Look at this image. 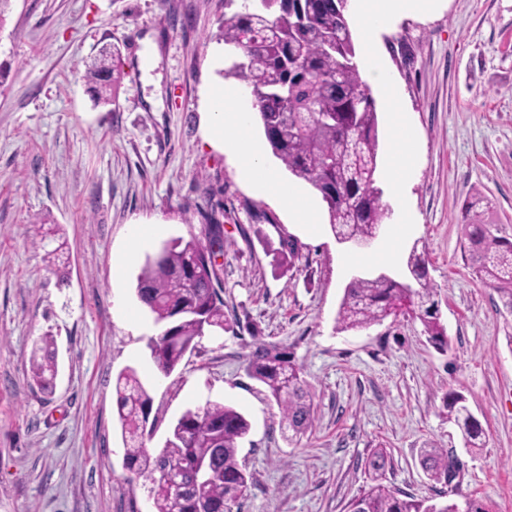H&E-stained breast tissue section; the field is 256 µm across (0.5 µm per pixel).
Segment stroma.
Segmentation results:
<instances>
[{"label":"stroma","mask_w":512,"mask_h":512,"mask_svg":"<svg viewBox=\"0 0 512 512\" xmlns=\"http://www.w3.org/2000/svg\"><path fill=\"white\" fill-rule=\"evenodd\" d=\"M223 21L224 0H13L0 26V512H145L115 415V380L128 367L153 398L147 448L205 401L246 415L239 457L252 482L239 512H348L379 445L391 457L385 485L512 512V315L465 263L461 226L465 198L479 193L512 239V0H441L382 37L418 130L406 187L416 222L399 253L427 250L443 352L416 320L338 331L346 285L403 278L402 264H348L356 250L329 225L293 223L205 140L201 100L222 76L211 54ZM106 45L121 52L110 106L95 102L84 67ZM146 47L155 61L144 72ZM209 215L224 226V311L239 329L206 334L162 377L147 348L156 325L135 296L144 260L119 256L134 220L163 224V244L200 235ZM285 237L299 247L291 263ZM47 336L58 364L50 394L30 371ZM262 342L288 352L314 397V427L299 443L286 441L277 405L245 371ZM453 391L485 428V448L467 452L449 422ZM431 443L462 463L456 494L420 465Z\"/></svg>","instance_id":"stroma-1"}]
</instances>
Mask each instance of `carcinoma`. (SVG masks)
I'll use <instances>...</instances> for the list:
<instances>
[{
	"label": "carcinoma",
	"instance_id": "carcinoma-1",
	"mask_svg": "<svg viewBox=\"0 0 512 512\" xmlns=\"http://www.w3.org/2000/svg\"><path fill=\"white\" fill-rule=\"evenodd\" d=\"M244 9L224 14V44L239 51L224 77L250 89L251 109L272 155L295 178L320 196L336 237L369 241L378 237L391 210L377 184L379 123L376 101L358 64L348 10L349 0H242ZM112 48L85 64V77L97 103H116L121 72ZM475 195L462 205L463 252L477 277L489 281L512 313V240L497 236ZM224 246V225L208 218L202 236L175 239L146 257L137 276L136 296L162 331L147 347L157 371L170 375L210 331H229L219 275L212 257ZM426 248L413 247L404 266L408 280L355 278L345 288L337 313L340 331L360 330L389 317L421 322L428 341L448 347L440 321V289L429 277ZM33 355L31 373L39 387L53 390L55 354ZM245 370L260 382L280 409L288 439L314 426V400L301 368L282 351L264 345ZM116 414L125 437L126 469L149 485L152 512H232L251 484L239 459L240 442L251 423L220 402L186 410L170 428L163 447L153 452L143 432L153 399L137 371L127 368L115 381ZM448 421L461 431L467 448L486 446V431L459 392L448 395ZM430 479L451 484L448 451H421ZM390 457L380 448L368 460L370 483L349 504V512H459L454 503L419 499L382 483ZM179 468L182 484L165 487L164 471Z\"/></svg>",
	"mask_w": 512,
	"mask_h": 512
}]
</instances>
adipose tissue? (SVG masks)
<instances>
[{"mask_svg":"<svg viewBox=\"0 0 512 512\" xmlns=\"http://www.w3.org/2000/svg\"><path fill=\"white\" fill-rule=\"evenodd\" d=\"M436 0H356L357 21L362 39L358 63L380 91L386 104L399 99V91L389 75L380 45L381 34L393 30L404 16L426 17L435 9ZM205 135L234 162L242 181L259 195L277 200L297 224H315L313 204L297 189L282 183L268 166L261 146L248 139L254 122L245 104L242 88L210 85L204 95ZM392 152L383 178L391 186V201L401 214V224L413 223L414 217L405 210L398 189L412 171L416 159L417 136L408 112L391 115Z\"/></svg>","mask_w":512,"mask_h":512,"instance_id":"1","label":"adipose tissue"}]
</instances>
